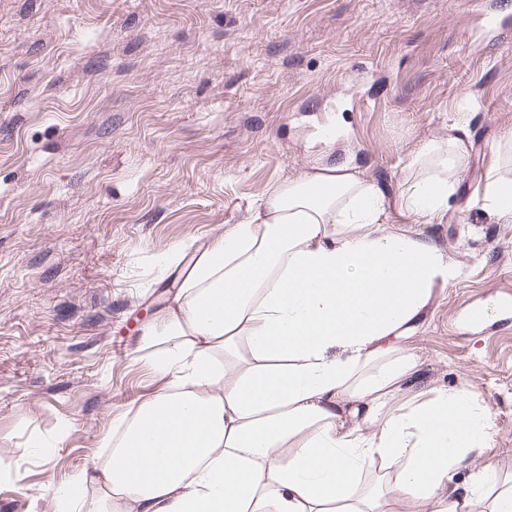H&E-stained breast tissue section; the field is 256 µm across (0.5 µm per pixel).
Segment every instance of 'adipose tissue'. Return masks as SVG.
<instances>
[{"label": "adipose tissue", "instance_id": "obj_1", "mask_svg": "<svg viewBox=\"0 0 512 512\" xmlns=\"http://www.w3.org/2000/svg\"><path fill=\"white\" fill-rule=\"evenodd\" d=\"M466 125L413 156L399 213L442 217L468 164ZM502 151L483 208L512 220ZM387 198L351 163L261 197L201 253L142 347L163 385L116 413L107 457L50 489L52 512H512L488 462L492 414L460 388L392 411L414 376L408 335L460 267L430 240L381 229ZM398 484L360 488L376 462ZM478 468L468 493L453 473Z\"/></svg>", "mask_w": 512, "mask_h": 512}]
</instances>
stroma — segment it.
<instances>
[{"instance_id":"35a3bbf8","label":"stroma","mask_w":512,"mask_h":512,"mask_svg":"<svg viewBox=\"0 0 512 512\" xmlns=\"http://www.w3.org/2000/svg\"><path fill=\"white\" fill-rule=\"evenodd\" d=\"M512 0H0V512H51L48 489L103 453L114 412L161 386L139 349L185 264L277 184L353 156L398 193L417 149L465 121L448 212L396 230L462 273L400 340L414 395L467 388L512 476V222L480 201L512 137ZM68 436L49 462L23 443Z\"/></svg>"}]
</instances>
